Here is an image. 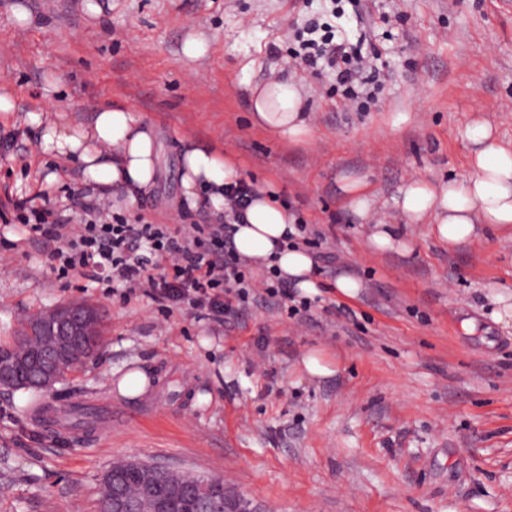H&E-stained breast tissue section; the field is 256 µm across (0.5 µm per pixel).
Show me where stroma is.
Wrapping results in <instances>:
<instances>
[{
	"label": "stroma",
	"instance_id": "35a3bbf8",
	"mask_svg": "<svg viewBox=\"0 0 512 512\" xmlns=\"http://www.w3.org/2000/svg\"><path fill=\"white\" fill-rule=\"evenodd\" d=\"M85 2L0 0V79L14 91L0 132L16 139L0 149V254L11 259L0 269V344L71 301L98 307L105 325L98 352L41 395L46 415L24 412L28 392L0 390V512H98L118 459L223 478L257 512H512V325L495 319L512 306V230L488 227L451 250L407 224L411 253H372L338 189L341 175L367 177L382 214L408 177L468 175L472 120L512 144V9L363 0L388 12L374 44L391 77L366 112L343 111L331 80H316L312 137L292 144L250 125L249 89L299 79L284 34L321 0H111L96 18ZM193 39L204 50L190 57ZM116 102L153 125L161 162L142 202L104 194L111 211L173 223L182 150L210 142L323 233L337 260L320 282L347 273L359 293H322L304 322L255 306L220 327L59 278L7 201L62 209L88 186L78 165L39 153L28 115L51 106L87 124ZM313 349L334 376L304 373ZM135 369L151 388L120 396Z\"/></svg>",
	"mask_w": 512,
	"mask_h": 512
}]
</instances>
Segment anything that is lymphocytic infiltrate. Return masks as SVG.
Listing matches in <instances>:
<instances>
[{"label":"lymphocytic infiltrate","instance_id":"obj_1","mask_svg":"<svg viewBox=\"0 0 512 512\" xmlns=\"http://www.w3.org/2000/svg\"><path fill=\"white\" fill-rule=\"evenodd\" d=\"M353 2L330 0L328 15L311 16L288 41L305 75L333 78L344 105L362 112L389 74L375 63L370 31L361 30L354 39L347 35L346 7ZM254 192L253 183L244 180L225 187L224 212L208 224H155L142 216L132 222L111 213L107 203L88 201L77 220L48 208L32 210L28 232L50 245L59 276L75 273L105 283L125 301L143 294L168 317L186 309L220 324L253 304L306 317L311 300L298 297L275 270L255 277L235 251L231 229L244 221Z\"/></svg>","mask_w":512,"mask_h":512}]
</instances>
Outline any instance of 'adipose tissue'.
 Returning <instances> with one entry per match:
<instances>
[{
    "label": "adipose tissue",
    "mask_w": 512,
    "mask_h": 512,
    "mask_svg": "<svg viewBox=\"0 0 512 512\" xmlns=\"http://www.w3.org/2000/svg\"><path fill=\"white\" fill-rule=\"evenodd\" d=\"M249 99L256 129L283 142L309 138L311 127L295 83L269 80L255 84ZM30 121L39 130V152L77 162L86 181L97 190H118L131 203L153 187L160 165L156 137L152 127L126 105L112 104L87 125L72 122L64 112L50 117L34 113ZM466 138L474 146L467 178L445 183L411 178L391 204L404 223L429 225L431 233L451 248L476 237L478 225L512 227V148L504 146L495 128L485 121H473ZM241 177L238 162L223 150L194 143L182 154L181 186L188 203L203 195L215 211H223L225 185ZM339 189L347 209L371 223L370 251L407 250L408 243L394 224L373 220L374 201L364 178L340 177ZM294 225V215L269 183L258 188L245 222L237 226L234 245L253 267H276L302 295L314 297L320 293V282L313 259L307 250L286 240Z\"/></svg>",
    "instance_id": "1"
}]
</instances>
